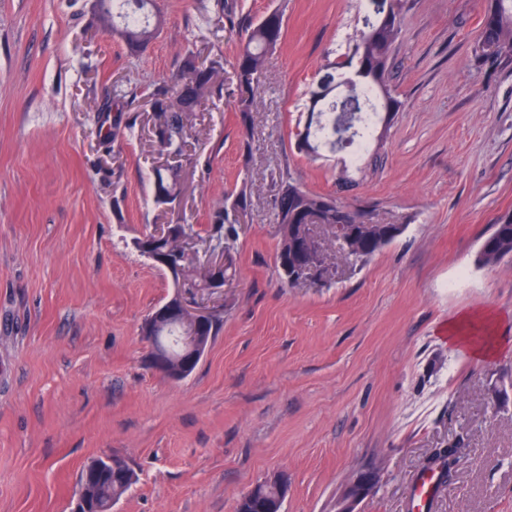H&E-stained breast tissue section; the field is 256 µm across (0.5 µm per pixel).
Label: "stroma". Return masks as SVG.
Here are the masks:
<instances>
[{"label": "stroma", "mask_w": 512, "mask_h": 512, "mask_svg": "<svg viewBox=\"0 0 512 512\" xmlns=\"http://www.w3.org/2000/svg\"><path fill=\"white\" fill-rule=\"evenodd\" d=\"M225 2L221 20L214 0H157L163 23L133 55L94 0H0V512H71L84 466L113 455L136 482L112 512H234L278 473L282 512H334L366 466L379 484L358 512H411L423 463L457 441L467 461L427 512H512V256L476 262L512 216V65L472 53L486 0H408L390 81L404 107L345 185L346 153L310 159L297 133L310 91L341 79L369 0ZM273 9L284 36L246 135L237 52ZM189 49L222 62L224 91L186 114L182 192L159 205L150 94ZM116 124L124 135L101 136ZM289 179L402 231L331 283L288 286L274 214ZM240 191L236 276L187 295L220 315L217 334L170 380L141 327L174 283L133 242L186 224L206 261L210 216ZM482 310L498 353L479 362L444 331Z\"/></svg>", "instance_id": "stroma-1"}]
</instances>
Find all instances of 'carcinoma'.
<instances>
[{
    "label": "carcinoma",
    "instance_id": "carcinoma-1",
    "mask_svg": "<svg viewBox=\"0 0 512 512\" xmlns=\"http://www.w3.org/2000/svg\"><path fill=\"white\" fill-rule=\"evenodd\" d=\"M99 20L103 30L120 38L133 53L140 52L154 37L160 20L153 16V0H99ZM376 18L367 23L354 45L347 62V78L353 80L346 94L329 98L335 87L327 83L311 91L307 111L317 115L308 120L299 134L297 148L307 154H316L323 146L332 149L350 147L361 139L359 148L372 139L371 126L363 123V113L377 115L384 110L397 115L403 102L393 93L389 84V69L393 48L401 35L402 14L407 0H377ZM283 15L275 9L266 13L257 23L247 28L236 61L237 112L243 132L251 126L253 103L265 73L267 56L283 38ZM474 56L480 64H512V0H489L482 19V30L474 47ZM196 54L190 50L182 57L174 80L178 86L169 89L157 86L152 92L153 130L160 146L177 155L182 154L185 136L184 115L195 112L204 101L223 89V65L212 60L202 67L195 66ZM180 193L179 172L167 169V174L156 172L155 203H173ZM239 212L247 207L243 193L228 194L224 205L211 215L210 236L218 244L234 234L227 224V208ZM276 224L280 242L277 266H282V252L290 248L302 224H320L331 234L333 227L342 223L346 205L332 195L314 194L293 182L282 184L275 204ZM380 244L363 246L360 253L343 251L338 257L348 264H363L381 248ZM512 255V217L493 225L492 232L483 241V250L476 261L481 266H492ZM179 332L170 328L159 333L158 349L177 352ZM466 457L464 448L456 443L438 449L424 465V469L439 468L446 475L456 470ZM133 469L122 459L112 458L108 464L102 458L92 460L81 472L78 490L89 504L85 512H110L112 506L131 488ZM284 494L268 479L256 485L239 499L235 512H280Z\"/></svg>",
    "mask_w": 512,
    "mask_h": 512
}]
</instances>
